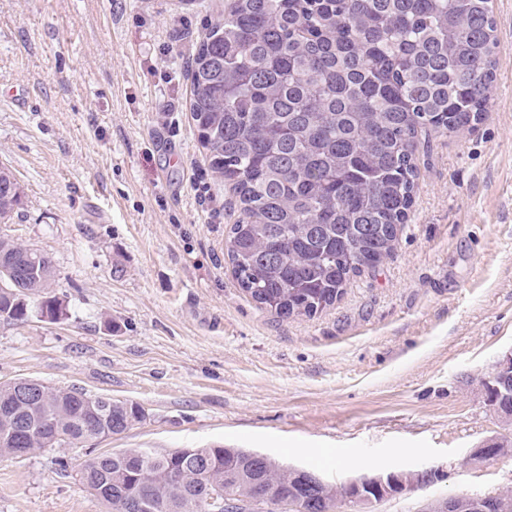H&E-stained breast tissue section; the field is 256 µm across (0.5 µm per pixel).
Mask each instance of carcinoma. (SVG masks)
<instances>
[{
    "label": "carcinoma",
    "instance_id": "obj_1",
    "mask_svg": "<svg viewBox=\"0 0 512 512\" xmlns=\"http://www.w3.org/2000/svg\"><path fill=\"white\" fill-rule=\"evenodd\" d=\"M497 45L491 0H231L196 48L190 112L240 203L227 236L239 286L277 315L310 317L389 256L417 188L419 133L451 137L482 119ZM21 198L0 168V218ZM32 252L0 236L17 265L1 320H25L36 295L42 316L63 314L52 262H26ZM15 385H0V458L84 447L144 418L76 387L20 402ZM311 474L243 448H133L92 458L80 480L112 512L139 494L141 512H210L217 491L263 492L269 512L288 498L297 512H335L348 488L313 486Z\"/></svg>",
    "mask_w": 512,
    "mask_h": 512
}]
</instances>
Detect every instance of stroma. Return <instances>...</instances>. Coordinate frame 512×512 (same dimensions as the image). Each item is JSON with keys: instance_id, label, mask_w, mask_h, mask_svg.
Masks as SVG:
<instances>
[{"instance_id": "obj_1", "label": "stroma", "mask_w": 512, "mask_h": 512, "mask_svg": "<svg viewBox=\"0 0 512 512\" xmlns=\"http://www.w3.org/2000/svg\"><path fill=\"white\" fill-rule=\"evenodd\" d=\"M226 4L0 0V167L24 189L0 234L51 259L64 309L0 320V383L144 413L91 452L0 461V512H109L79 472L131 448H246L331 483L440 469L374 512L512 489V457L467 460L512 438L480 384L512 351V0H493L491 107L472 131L420 141L392 256L288 319L237 283L235 197L189 112L195 46ZM323 448L343 449L341 464H321ZM503 443L500 447H498V439L497 438H491L487 439L483 442L481 445V448H475L472 453L469 454V459L472 462H483L492 460L498 457H502L503 455V448H511V455L512 456V439H502ZM505 442V444H504Z\"/></svg>"}]
</instances>
